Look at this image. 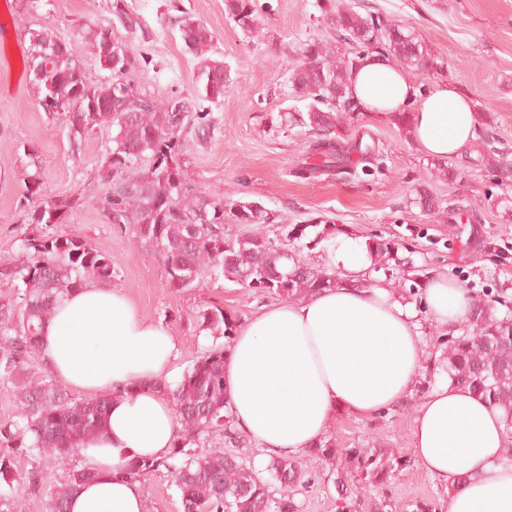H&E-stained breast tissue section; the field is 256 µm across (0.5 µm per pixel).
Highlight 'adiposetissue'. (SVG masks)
Listing matches in <instances>:
<instances>
[{"label":"adipose tissue","instance_id":"obj_1","mask_svg":"<svg viewBox=\"0 0 512 512\" xmlns=\"http://www.w3.org/2000/svg\"><path fill=\"white\" fill-rule=\"evenodd\" d=\"M361 111L402 115L415 144L437 159L457 158L473 143L477 116L455 85L421 90L385 55H364L348 76ZM333 289L259 309L224 356V385L237 430L270 457L319 443L336 412L376 414L405 399L426 358L413 305L386 284L366 281L363 241L339 237ZM428 313L454 329L467 315L463 288L441 274L425 290ZM178 343L141 315L120 288L97 282L72 290L42 329L44 366L68 387L112 397L83 463L95 477L69 501L70 512H147L141 482L125 475L136 457L163 459L176 419L166 387L175 386ZM512 445L503 412L471 391L441 381L419 405L413 451L448 491L446 512H512Z\"/></svg>","mask_w":512,"mask_h":512}]
</instances>
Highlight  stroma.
Wrapping results in <instances>:
<instances>
[{
	"label": "stroma",
	"mask_w": 512,
	"mask_h": 512,
	"mask_svg": "<svg viewBox=\"0 0 512 512\" xmlns=\"http://www.w3.org/2000/svg\"><path fill=\"white\" fill-rule=\"evenodd\" d=\"M323 2L257 0V26L245 32L225 12L224 0H123L141 24L132 33L114 24V0H0V259L21 260L19 240L29 232L88 240L111 257L113 286L176 337L180 373L225 342L201 329L203 310L217 306L242 323L269 304V297L230 277L168 288L163 255L138 240L134 225L110 222L98 202L110 132L99 129L71 143L64 115L39 107L38 88L24 70L32 33L46 29L71 43L90 81L104 80L82 29L108 26L140 60L129 74L135 85L156 96L194 97L196 59L170 23L184 11L212 32L211 55L223 60L228 77L221 102L200 104L209 117L206 133L181 136V166L192 189L259 202L277 211L280 224L322 217L362 240L407 237L415 266L476 292L502 284L512 289V179L495 184L484 172L488 149L512 161V0H365L414 32L432 55V69L411 72L422 89L447 81L470 97L479 136L464 157L447 160L449 172L442 175L410 136L362 113L336 129L335 171L305 178L301 168L315 136L283 120L284 112L305 108L293 95L289 69L311 37L324 40L335 56L347 50L321 17ZM33 155L49 196L72 203L62 223L27 222L24 179ZM421 187L441 202L443 214L428 217L412 206ZM493 247L506 252L505 261L493 259ZM440 379L424 369L412 394L395 407L367 417L336 413L326 439L340 448L374 444L412 454L416 409ZM308 467L309 484L296 496L301 512H337L331 465L316 460ZM142 484L147 512H180L170 475H150ZM354 496L358 512H413L419 502L445 512L448 492L414 463L386 487L358 488Z\"/></svg>",
	"instance_id": "stroma-1"
}]
</instances>
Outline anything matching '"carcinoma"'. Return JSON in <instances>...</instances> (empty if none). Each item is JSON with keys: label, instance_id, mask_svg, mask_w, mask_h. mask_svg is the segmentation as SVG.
<instances>
[{"label": "carcinoma", "instance_id": "carcinoma-1", "mask_svg": "<svg viewBox=\"0 0 512 512\" xmlns=\"http://www.w3.org/2000/svg\"><path fill=\"white\" fill-rule=\"evenodd\" d=\"M224 6L242 30L249 32L255 26L254 0H224ZM321 10L351 52L337 61L323 41L313 37L301 44V61L289 71L294 96L308 101L306 110L290 116L289 122L320 136L310 146V154L321 158V163L309 167L311 174L335 169V142L330 136L341 114L359 109L347 93V79L362 55L380 52L401 67H433L418 37L381 13L362 12L354 3L340 6L336 0H328ZM177 25L186 49L199 59L200 99L220 102L227 78L224 63L208 57L212 33L189 16L180 17ZM110 36L112 28L100 26L84 34L100 66L109 72L107 80L90 82L72 48L45 30L32 34L26 64L39 88L38 105L44 109L53 101L64 109L73 142L97 129L113 130L99 174L107 185L104 209L119 223L134 225L136 236L164 255L167 286L179 290L196 287L207 277L232 276L258 293L283 300L337 287L340 279L335 270L302 258L303 249L330 244L341 232L321 217L310 224H281L272 239L264 232L268 208L239 201L231 215L235 223L251 230L233 238L224 233V198L217 192H191L179 162L182 133L205 129V112L195 100L171 96L163 101L140 91L126 78L136 65L126 43L116 40L121 45L118 54L103 58V45ZM136 103L139 111L129 117L122 112ZM31 166L25 199L31 203L37 198L39 203L27 219L47 225L53 207L70 208L72 203L47 200L40 167L34 161ZM485 170L494 180L512 174L502 157L487 163ZM125 184L136 190L116 191ZM411 204L428 215L440 212L439 202L425 189ZM366 245L370 271L395 270L401 280L410 282L409 288H400L401 297L421 294L426 287L425 270L409 265L399 254L408 246L378 236L369 238ZM19 249L31 261L0 268V277L14 286L13 293L0 297V387L12 391L17 409V419L0 424V480L6 479L14 453L33 460L26 473V488L31 492L42 490L43 471L63 469L64 482L48 494L52 512H67L76 487L94 477L91 468L71 465L72 457L100 432L111 397L74 401L51 373L32 375L27 357L37 349L42 327L56 305L87 281H112L114 268L110 257L72 235H26ZM200 319L204 328L232 339L236 323L224 309H207ZM438 349L448 380L502 409L506 427L512 429V305L505 292L471 295L469 314L457 329L448 331ZM224 352L223 345L209 348L168 389L178 423L170 454L162 460L137 457L126 474L140 479L166 470L181 493V512H300L295 495L309 477L302 460L271 459L268 480L220 446L205 449L213 436L231 445L240 443L224 388ZM306 457L335 464L334 483L343 503L340 512H357L349 482L382 487L410 463L400 451L338 448L324 440L306 450ZM23 509L20 493L0 492V512Z\"/></svg>", "mask_w": 512, "mask_h": 512}]
</instances>
